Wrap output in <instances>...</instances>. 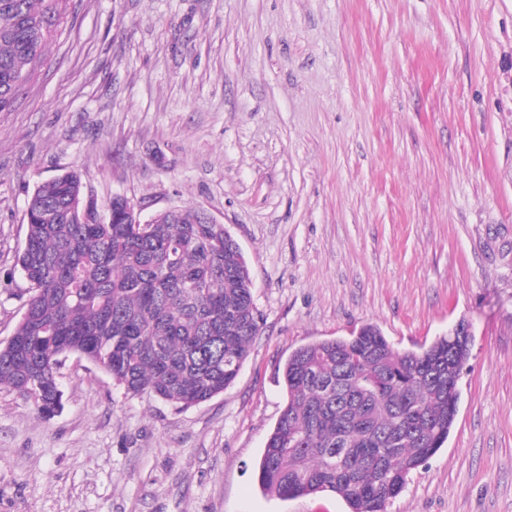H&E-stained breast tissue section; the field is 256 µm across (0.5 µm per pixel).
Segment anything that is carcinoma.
<instances>
[{
    "label": "carcinoma",
    "instance_id": "1",
    "mask_svg": "<svg viewBox=\"0 0 512 512\" xmlns=\"http://www.w3.org/2000/svg\"><path fill=\"white\" fill-rule=\"evenodd\" d=\"M69 0H0V112L58 35ZM18 255L29 283L0 386L46 415L62 406L58 371L79 354L125 392L188 409L237 378L259 330L250 274L224 225L184 208L171 224H129L125 203L100 213L74 171L38 184ZM473 337L395 348L374 325L294 350L286 403L257 480L279 498L340 495L349 512H388L412 471L447 441Z\"/></svg>",
    "mask_w": 512,
    "mask_h": 512
}]
</instances>
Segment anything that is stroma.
Here are the masks:
<instances>
[{"label": "stroma", "mask_w": 512, "mask_h": 512, "mask_svg": "<svg viewBox=\"0 0 512 512\" xmlns=\"http://www.w3.org/2000/svg\"><path fill=\"white\" fill-rule=\"evenodd\" d=\"M65 170L98 208L224 224L259 331L187 410L76 355L55 415L0 388V512H348L257 483L286 359L367 324L416 350L462 319L456 421L388 512H512V0H70L0 112V342L28 199Z\"/></svg>", "instance_id": "obj_1"}]
</instances>
